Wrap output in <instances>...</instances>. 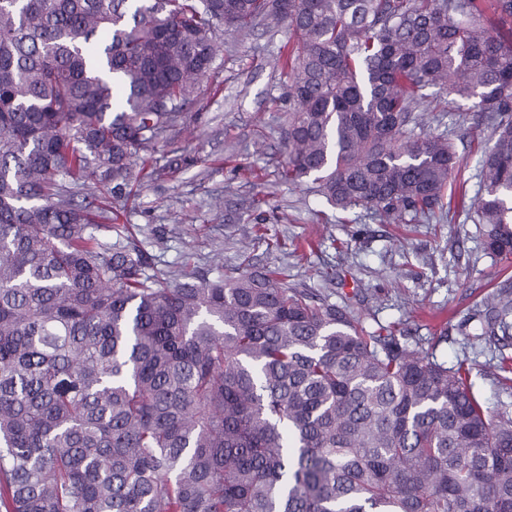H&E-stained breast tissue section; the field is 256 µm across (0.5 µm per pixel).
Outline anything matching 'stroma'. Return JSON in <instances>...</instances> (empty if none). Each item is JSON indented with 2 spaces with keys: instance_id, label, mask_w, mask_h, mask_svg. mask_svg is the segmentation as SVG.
<instances>
[{
  "instance_id": "obj_1",
  "label": "stroma",
  "mask_w": 512,
  "mask_h": 512,
  "mask_svg": "<svg viewBox=\"0 0 512 512\" xmlns=\"http://www.w3.org/2000/svg\"><path fill=\"white\" fill-rule=\"evenodd\" d=\"M287 41L286 29L263 25L225 38L214 76L153 156L157 175L134 172L119 223L151 241L156 268L228 272L240 263L245 228L262 218L268 239L284 246L255 244V265L284 269L288 287L349 304L437 362L467 360L472 391L492 411H512V392L502 390L494 369L500 351L512 353V329L495 346L477 338L471 318L487 294L512 280V256L490 252L483 226L460 204L479 188L489 129L471 112L432 123L453 131L459 161L443 219L385 224L360 208L338 210L281 178L288 105L274 60Z\"/></svg>"
}]
</instances>
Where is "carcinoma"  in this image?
<instances>
[{
  "label": "carcinoma",
  "mask_w": 512,
  "mask_h": 512,
  "mask_svg": "<svg viewBox=\"0 0 512 512\" xmlns=\"http://www.w3.org/2000/svg\"><path fill=\"white\" fill-rule=\"evenodd\" d=\"M288 29L282 179L430 221L457 164L429 109L493 146L469 200L512 255V0H0V512H512V416L281 273L153 267L127 198L215 71ZM509 328L512 286L482 303Z\"/></svg>",
  "instance_id": "carcinoma-1"
}]
</instances>
